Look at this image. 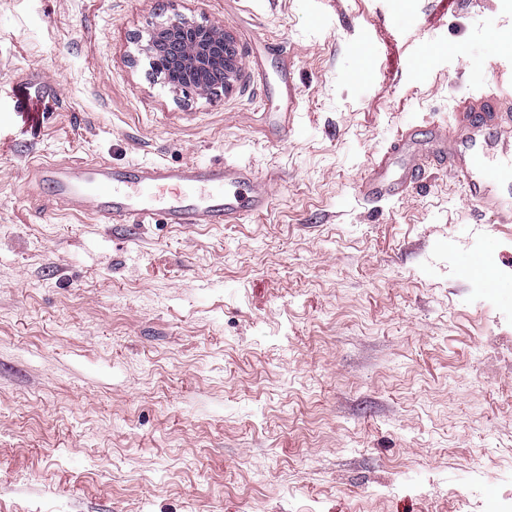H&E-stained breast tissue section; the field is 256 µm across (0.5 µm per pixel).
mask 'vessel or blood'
Instances as JSON below:
<instances>
[{"mask_svg": "<svg viewBox=\"0 0 512 512\" xmlns=\"http://www.w3.org/2000/svg\"><path fill=\"white\" fill-rule=\"evenodd\" d=\"M463 119L452 131L432 126L425 140L412 127L398 133L367 166L356 198L366 204L402 200L423 167L432 165L460 180L467 198L486 214L502 216L505 203L497 189L512 185V163L490 157L472 131L491 129L512 140V114L502 111L498 99L482 95L467 104ZM37 176L58 206L101 224H240L265 212L272 196L269 182L233 162L132 163L116 169L78 160L39 166Z\"/></svg>", "mask_w": 512, "mask_h": 512, "instance_id": "b4317fda", "label": "vessel or blood"}]
</instances>
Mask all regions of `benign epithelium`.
<instances>
[{
  "instance_id": "7a95c632",
  "label": "benign epithelium",
  "mask_w": 512,
  "mask_h": 512,
  "mask_svg": "<svg viewBox=\"0 0 512 512\" xmlns=\"http://www.w3.org/2000/svg\"><path fill=\"white\" fill-rule=\"evenodd\" d=\"M153 68L177 89L213 92L240 71V58L224 31L174 18L151 30L144 45Z\"/></svg>"
}]
</instances>
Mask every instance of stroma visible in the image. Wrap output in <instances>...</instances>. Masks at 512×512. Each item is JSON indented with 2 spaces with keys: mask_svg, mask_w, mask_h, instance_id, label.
Listing matches in <instances>:
<instances>
[{
  "mask_svg": "<svg viewBox=\"0 0 512 512\" xmlns=\"http://www.w3.org/2000/svg\"><path fill=\"white\" fill-rule=\"evenodd\" d=\"M176 16L230 38L222 92L158 77ZM486 93L512 105V0H0V512L511 503L512 223L432 167L354 199L397 128ZM81 158L237 162L273 202L116 227L20 180Z\"/></svg>",
  "mask_w": 512,
  "mask_h": 512,
  "instance_id": "stroma-1",
  "label": "stroma"
}]
</instances>
